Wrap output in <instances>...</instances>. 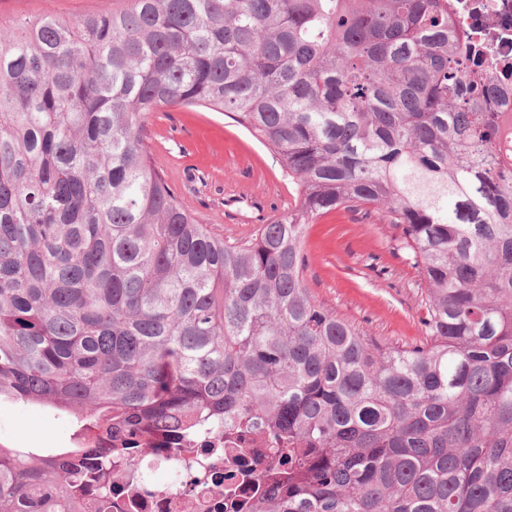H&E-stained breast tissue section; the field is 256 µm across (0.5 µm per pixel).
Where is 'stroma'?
Returning <instances> with one entry per match:
<instances>
[{
    "instance_id": "stroma-1",
    "label": "stroma",
    "mask_w": 512,
    "mask_h": 512,
    "mask_svg": "<svg viewBox=\"0 0 512 512\" xmlns=\"http://www.w3.org/2000/svg\"><path fill=\"white\" fill-rule=\"evenodd\" d=\"M130 0H0V26L20 16L120 12ZM147 142L155 167L183 206L225 240L253 236L295 195L279 157L219 112L172 107L151 116ZM397 230L370 216L331 211L310 226L304 275L312 294L369 335L399 346L422 342L419 277ZM70 419L36 405L0 403V441L16 448L70 447Z\"/></svg>"
}]
</instances>
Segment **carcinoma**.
<instances>
[{
	"label": "carcinoma",
	"instance_id": "obj_1",
	"mask_svg": "<svg viewBox=\"0 0 512 512\" xmlns=\"http://www.w3.org/2000/svg\"><path fill=\"white\" fill-rule=\"evenodd\" d=\"M450 0H131L0 30V401L72 419L0 442V512L112 508L158 430L276 445L224 512H512V165ZM222 112L276 153L287 211L227 242L144 132ZM398 228L425 342L319 302L307 228Z\"/></svg>",
	"mask_w": 512,
	"mask_h": 512
}]
</instances>
